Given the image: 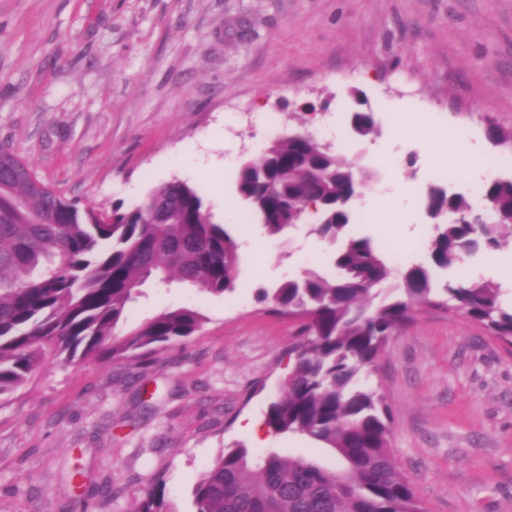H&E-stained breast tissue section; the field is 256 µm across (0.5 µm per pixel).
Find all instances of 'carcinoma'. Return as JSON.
<instances>
[{
  "label": "carcinoma",
  "mask_w": 512,
  "mask_h": 512,
  "mask_svg": "<svg viewBox=\"0 0 512 512\" xmlns=\"http://www.w3.org/2000/svg\"><path fill=\"white\" fill-rule=\"evenodd\" d=\"M363 138L378 134L372 112L350 114ZM380 174L309 134L270 141L242 164L236 191L270 235L305 223L333 247L331 272L306 271L257 300L301 320L288 350L293 366L264 423L275 435H300L326 448L341 467L276 452L224 449L193 490L194 512H424L397 471L390 448L391 410L370 382L389 336L426 305L460 313L512 346V309L498 289L443 272L464 258L493 253L512 240V179L483 183L488 216L472 222L470 199L434 184L421 199L430 218L428 262L408 265L396 285L372 239L356 236L355 197ZM238 242L214 222L194 188L170 181L139 204L81 207L42 183L23 160L0 150V397L23 387L43 362L67 353L127 360L193 335L202 314L191 307L159 312L116 333L148 280L176 281L222 295L236 287ZM138 512H171L164 484Z\"/></svg>",
  "instance_id": "1"
}]
</instances>
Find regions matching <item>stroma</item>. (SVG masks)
Returning <instances> with one entry per match:
<instances>
[{"instance_id": "stroma-1", "label": "stroma", "mask_w": 512, "mask_h": 512, "mask_svg": "<svg viewBox=\"0 0 512 512\" xmlns=\"http://www.w3.org/2000/svg\"><path fill=\"white\" fill-rule=\"evenodd\" d=\"M274 112L281 132L336 123L335 148L379 171L362 190L354 234L383 254L408 250L400 224L430 226L419 205L379 204L393 183L436 184L466 128L495 176L512 174L488 123L512 128V0H0V149L62 196L101 210L132 206L174 179L224 217L240 246L233 292L146 285L128 324L165 309L204 316L192 336L132 360L52 362L0 399V512H136L156 481L172 512L225 448L322 462L321 444L243 431L264 420L292 367L300 320L259 304L328 248L268 236L235 184L260 128L232 106ZM375 113L356 140L349 112ZM409 252V250H408ZM409 261H416L410 253ZM512 242L470 279L512 307ZM372 381L392 412L393 456L427 512H512V347L457 313L417 308L380 353ZM84 477L70 479L73 468Z\"/></svg>"}]
</instances>
